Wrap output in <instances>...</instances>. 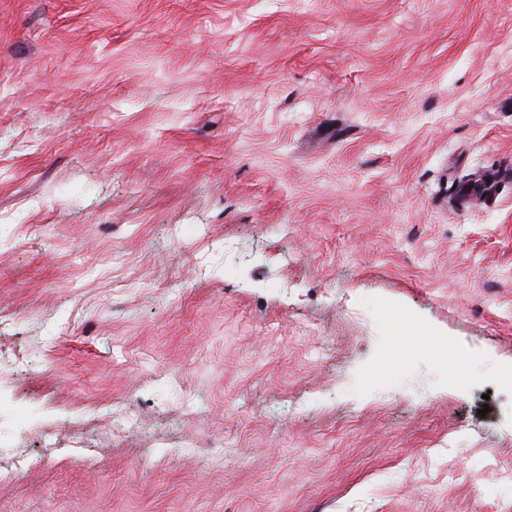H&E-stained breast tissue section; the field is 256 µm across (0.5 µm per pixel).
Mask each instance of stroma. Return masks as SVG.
I'll list each match as a JSON object with an SVG mask.
<instances>
[{"label": "stroma", "instance_id": "1", "mask_svg": "<svg viewBox=\"0 0 512 512\" xmlns=\"http://www.w3.org/2000/svg\"><path fill=\"white\" fill-rule=\"evenodd\" d=\"M510 384L512 0H0V512H512Z\"/></svg>", "mask_w": 512, "mask_h": 512}]
</instances>
